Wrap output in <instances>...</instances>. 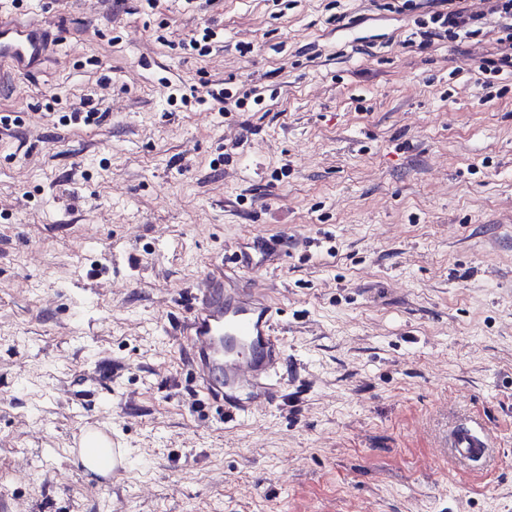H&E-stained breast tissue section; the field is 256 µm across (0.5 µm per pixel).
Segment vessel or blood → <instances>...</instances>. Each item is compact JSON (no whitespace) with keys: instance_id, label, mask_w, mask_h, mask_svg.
Returning a JSON list of instances; mask_svg holds the SVG:
<instances>
[{"instance_id":"1","label":"vessel or blood","mask_w":512,"mask_h":512,"mask_svg":"<svg viewBox=\"0 0 512 512\" xmlns=\"http://www.w3.org/2000/svg\"><path fill=\"white\" fill-rule=\"evenodd\" d=\"M46 49L41 26L0 23V69L29 72L42 62ZM256 253L262 264L278 261L267 243L256 239L235 259V266L252 268ZM275 319L276 312L266 300L244 290L226 291L217 270L208 273L204 287L193 295L185 336L207 396L222 403L225 417H245L276 402L284 350ZM450 443L470 460L481 459L487 449L485 440L466 427L455 430Z\"/></svg>"}]
</instances>
